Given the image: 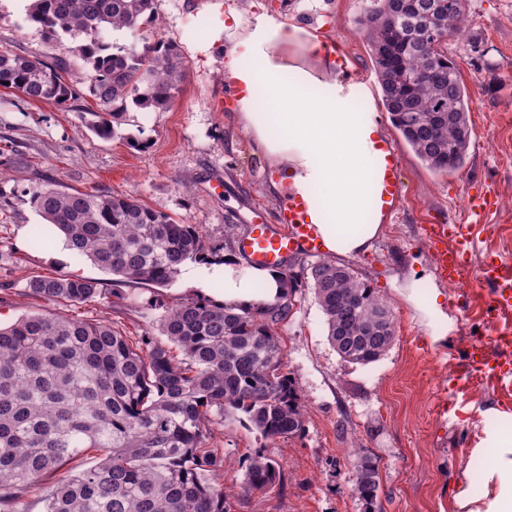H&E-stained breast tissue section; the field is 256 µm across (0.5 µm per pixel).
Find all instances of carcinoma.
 Segmentation results:
<instances>
[{"label": "carcinoma", "instance_id": "obj_1", "mask_svg": "<svg viewBox=\"0 0 512 512\" xmlns=\"http://www.w3.org/2000/svg\"><path fill=\"white\" fill-rule=\"evenodd\" d=\"M371 4L360 25L392 125L430 170L461 169L472 139L469 95L448 38L467 26L466 0L449 13L408 11L403 0ZM158 8L159 0H30L27 19L59 53L0 50V88H20L31 101H76L72 55L83 62L98 136L115 134L131 105L168 111L187 73L179 46L99 38L110 29L139 32L159 19ZM31 203L116 287L169 285L207 247L192 225L131 195L50 185ZM301 276L341 358L365 365L386 354L394 314L353 269L321 259L283 280L296 288ZM25 292L69 306L106 297L101 282L71 275L32 276ZM292 309L288 295L248 310L187 299L164 311L161 340L49 310L0 327V512H30L26 499L48 482L37 500L42 512H232L216 483L224 456L207 441L230 413L265 439L301 430L303 405L277 332ZM280 475L277 461L254 454L238 502ZM353 491L365 512H379L373 455L355 466Z\"/></svg>", "mask_w": 512, "mask_h": 512}]
</instances>
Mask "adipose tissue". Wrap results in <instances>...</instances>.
<instances>
[{"label":"adipose tissue","instance_id":"adipose-tissue-1","mask_svg":"<svg viewBox=\"0 0 512 512\" xmlns=\"http://www.w3.org/2000/svg\"><path fill=\"white\" fill-rule=\"evenodd\" d=\"M287 23L262 14L247 22L240 38L220 46L224 77L246 84L238 113L244 127L271 163L284 166V177L309 202L310 214L329 253L353 257L371 248L382 231L369 223L376 156L372 136L379 118L354 111L330 82L290 72L278 63L274 45L296 40ZM212 276L223 287H207ZM421 273L407 280V303L434 325L447 321L438 289L420 292ZM201 299L242 309L270 306L285 290L277 272L242 267L226 256L219 267H203L196 282ZM477 450L486 466L480 487L462 483L454 496L456 512H512V414L494 412Z\"/></svg>","mask_w":512,"mask_h":512}]
</instances>
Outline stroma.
I'll return each mask as SVG.
<instances>
[{"label":"stroma","instance_id":"1","mask_svg":"<svg viewBox=\"0 0 512 512\" xmlns=\"http://www.w3.org/2000/svg\"><path fill=\"white\" fill-rule=\"evenodd\" d=\"M369 5L160 0L159 34L180 47L187 79L169 111L129 108L107 139L87 129L78 111L0 89V324L50 309V302L24 296L31 276L110 279L87 259L71 252L56 258L52 246L35 244L43 219L30 198L44 186L122 192L162 206L196 227L209 245L210 263L237 254L251 210L274 223L283 193L272 190V164L225 105L224 59L209 38L224 43L237 37V30L221 28L233 12L245 19L261 12L280 15L300 30L299 43L278 51L282 63L326 80L305 49L318 35L348 51L356 71L372 83L376 77L359 24ZM26 8L25 0H0V47L49 54ZM467 13L466 32L448 40V55L471 96L474 146L463 168L448 174L422 165L391 124L380 90L350 101L354 110L366 107L379 115L381 131L395 140L402 162L404 196L396 213L367 253L344 260L392 307L394 341L376 362H344L327 339L312 288H296L293 314L278 335L305 409L301 431L267 440L230 417L208 441L226 459L224 491L231 497L244 478L245 459L255 451L281 465V483L235 512H364L351 482L362 453L378 460L383 512H454L457 482L480 479L481 464L472 452L490 423L488 411L512 413V394L490 381L465 394L457 389L468 346L490 333L480 309L490 302L491 289L479 271L491 254L512 256V0H468ZM482 198L493 207L478 220L470 203ZM474 222L477 239L462 281H443L425 225ZM415 271L424 272L425 288L440 289L445 299L443 341L432 340L431 327L404 298ZM194 296L181 276L166 287H124L61 312L108 321L139 336L156 333L166 307Z\"/></svg>","mask_w":512,"mask_h":512}]
</instances>
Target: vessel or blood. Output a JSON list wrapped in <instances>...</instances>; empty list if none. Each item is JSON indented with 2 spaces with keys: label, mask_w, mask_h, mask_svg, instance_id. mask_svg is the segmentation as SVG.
Returning <instances> with one entry per match:
<instances>
[{
  "label": "vessel or blood",
  "mask_w": 512,
  "mask_h": 512,
  "mask_svg": "<svg viewBox=\"0 0 512 512\" xmlns=\"http://www.w3.org/2000/svg\"><path fill=\"white\" fill-rule=\"evenodd\" d=\"M377 165L374 181V208L381 217L391 216L403 197L400 154L391 139L377 135L374 139ZM474 226L433 224L427 236L434 247L436 270L440 277L455 282L465 262L468 244L474 239ZM456 238V246H449V238ZM241 255L253 266L283 268L288 257L302 253L316 257L324 245L315 222L309 213L306 197L298 191L285 192L275 224L251 222L238 241ZM483 282L494 289L492 301L482 310L495 324V338L491 343L470 345L465 361L468 379L493 375L499 385L512 386V371L502 365L512 356V259L499 258L486 264L480 271Z\"/></svg>",
  "instance_id": "obj_1"
}]
</instances>
